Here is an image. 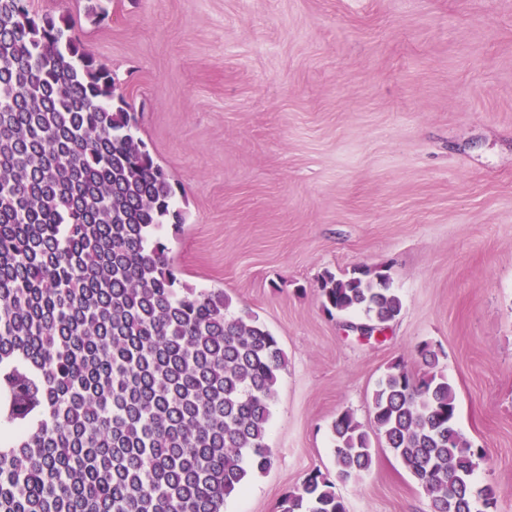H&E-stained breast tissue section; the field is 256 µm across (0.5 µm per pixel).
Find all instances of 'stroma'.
<instances>
[{"mask_svg":"<svg viewBox=\"0 0 512 512\" xmlns=\"http://www.w3.org/2000/svg\"><path fill=\"white\" fill-rule=\"evenodd\" d=\"M66 16L139 117L184 215L181 277L286 353L271 467L224 512H280L331 427H373L377 379L428 343L495 512H512V0H31ZM387 268L403 308L366 340L317 281ZM337 483L347 512H428L394 453Z\"/></svg>","mask_w":512,"mask_h":512,"instance_id":"1","label":"stroma"}]
</instances>
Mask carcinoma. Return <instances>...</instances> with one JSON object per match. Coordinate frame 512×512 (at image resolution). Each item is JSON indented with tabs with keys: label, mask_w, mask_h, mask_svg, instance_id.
<instances>
[{
	"label": "carcinoma",
	"mask_w": 512,
	"mask_h": 512,
	"mask_svg": "<svg viewBox=\"0 0 512 512\" xmlns=\"http://www.w3.org/2000/svg\"><path fill=\"white\" fill-rule=\"evenodd\" d=\"M65 18L0 0V512H224L272 464L271 404L286 358L221 288L180 277L169 172L137 135L112 73ZM323 308L381 329L402 299L385 269L325 271ZM388 367L376 434L429 512H489L492 485L457 426L454 387ZM336 480L314 472L282 512H347L335 481L372 465L348 412L333 426Z\"/></svg>",
	"instance_id": "obj_1"
}]
</instances>
